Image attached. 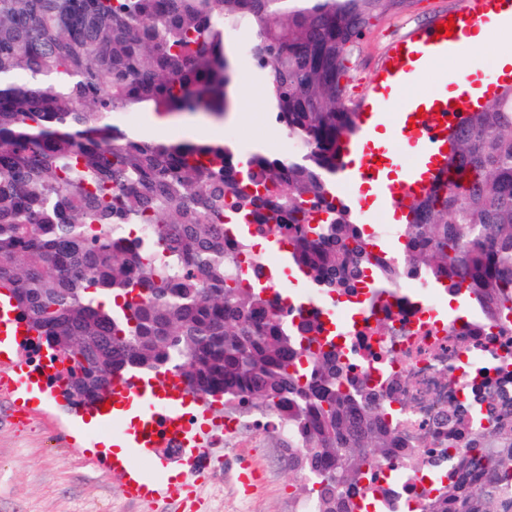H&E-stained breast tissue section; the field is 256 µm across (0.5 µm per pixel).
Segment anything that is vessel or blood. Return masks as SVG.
I'll return each instance as SVG.
<instances>
[{"mask_svg":"<svg viewBox=\"0 0 512 512\" xmlns=\"http://www.w3.org/2000/svg\"><path fill=\"white\" fill-rule=\"evenodd\" d=\"M512 19V0H460L453 16L455 35H439L436 27L416 28L394 43L385 57V64L361 93L360 135L347 139L344 156L359 155L360 163L346 166L341 179L359 184L361 190H376L383 209H399L405 200L425 193L443 169L447 157L448 127L458 113L448 103V95L436 92L427 96L397 100V92L408 80L421 77L435 62L458 56L460 34L490 21L491 18ZM392 115V144L376 142L375 133L385 115ZM417 146L411 162H404L393 147L401 142ZM30 334L25 323L0 299V346L11 341L25 345ZM37 369L12 359H0V392L16 393L31 383H39L43 392H51L50 380L58 376L60 364L52 354L40 351ZM116 407L136 406L137 428L123 427L112 431L116 441L127 442L129 452L117 468L126 475L125 494L143 499L152 492L166 491L169 498L185 502L195 498L194 487L165 485L163 466L193 464L188 454L190 445L180 421V412L189 399L179 379L167 373L115 381L107 395ZM158 454L160 469L146 472L136 465L138 458Z\"/></svg>","mask_w":512,"mask_h":512,"instance_id":"1","label":"vessel or blood"}]
</instances>
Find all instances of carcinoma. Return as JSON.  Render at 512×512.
<instances>
[{
  "label": "carcinoma",
  "instance_id": "carcinoma-1",
  "mask_svg": "<svg viewBox=\"0 0 512 512\" xmlns=\"http://www.w3.org/2000/svg\"><path fill=\"white\" fill-rule=\"evenodd\" d=\"M399 2L0 0V288L36 333L27 349L64 364L70 407H94L116 378L166 372L210 406L276 399L315 512H355L367 461L395 448L385 410L315 344L319 320L294 325L240 269L249 224L286 231L288 265L327 292L375 267L336 202L360 117L346 62ZM242 44L303 151L243 161L219 138L130 136L129 114L224 117ZM400 254L512 334V85L460 113ZM478 402L485 427L448 415L474 432L448 455L429 512H512V392Z\"/></svg>",
  "mask_w": 512,
  "mask_h": 512
}]
</instances>
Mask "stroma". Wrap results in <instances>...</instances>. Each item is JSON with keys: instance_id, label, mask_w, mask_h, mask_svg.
<instances>
[{"instance_id": "stroma-1", "label": "stroma", "mask_w": 512, "mask_h": 512, "mask_svg": "<svg viewBox=\"0 0 512 512\" xmlns=\"http://www.w3.org/2000/svg\"><path fill=\"white\" fill-rule=\"evenodd\" d=\"M458 7L459 0H405L401 9L373 19L349 56L352 91L373 77L387 48L410 28L430 25ZM259 88L254 77L241 74L235 114L226 123L240 135L234 148L246 152L260 142L267 155H285L291 145L276 137ZM18 406L15 396L0 394V512H182L178 502L161 496L148 502L128 499L121 474L95 453L97 426L78 419L61 400H29V418L23 423L16 418ZM204 439L201 469L178 476L182 482H198L199 512H298L299 474L278 434L249 425L228 442L223 424L210 419ZM243 458L258 470L247 496L235 478Z\"/></svg>"}]
</instances>
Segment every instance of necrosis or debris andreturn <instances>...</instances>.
Wrapping results in <instances>:
<instances>
[{
  "mask_svg": "<svg viewBox=\"0 0 512 512\" xmlns=\"http://www.w3.org/2000/svg\"><path fill=\"white\" fill-rule=\"evenodd\" d=\"M290 298L293 321H335L347 374L378 390L395 431L402 462L370 459L366 512H423L448 481V427L439 416L512 387V336L469 305L446 307L440 289L417 275L379 288L368 273L350 295L307 279Z\"/></svg>",
  "mask_w": 512,
  "mask_h": 512,
  "instance_id": "4bbe7bcc",
  "label": "necrosis or debris"
}]
</instances>
